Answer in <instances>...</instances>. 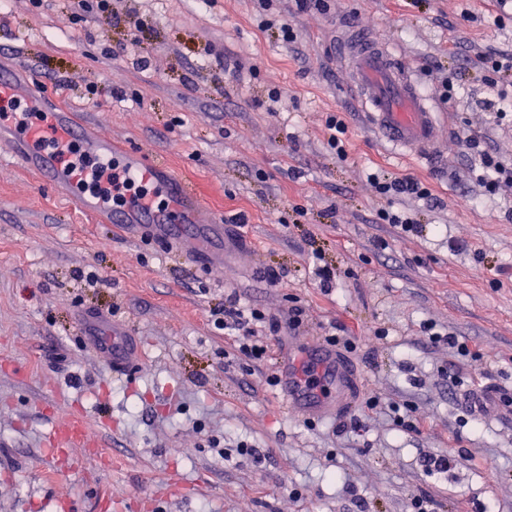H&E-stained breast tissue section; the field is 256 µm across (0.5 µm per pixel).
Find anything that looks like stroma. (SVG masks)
I'll return each mask as SVG.
<instances>
[{
    "mask_svg": "<svg viewBox=\"0 0 512 512\" xmlns=\"http://www.w3.org/2000/svg\"><path fill=\"white\" fill-rule=\"evenodd\" d=\"M349 21L380 35L443 113L427 158L391 155L369 130L331 57ZM491 53L512 54V8L498 0L304 12L295 0L264 12L258 0H111L84 22L71 0L0 11V63L16 82L35 77L122 147L162 155L224 220V258L209 263L191 239L95 223L0 165V512H100L105 488L112 512H413L421 497L432 512H512V406L499 403L512 398V189L484 197L463 145L479 138L512 164V111L498 101L512 86L479 64ZM275 86L287 95L274 105ZM330 115L346 127L342 158ZM373 173L421 181L432 198L381 196ZM384 209L412 210L418 232L383 223ZM270 269L282 275L273 287L261 280ZM235 293L267 317L269 356L255 369L217 327ZM333 323L356 348L342 354L349 407L327 419L288 403L282 380ZM431 324L472 355L433 341ZM115 331L136 377L114 376L100 354ZM371 396L380 409H367ZM408 405L421 432L393 413ZM74 418L112 469L80 448L73 467L49 456ZM429 456L448 457L447 471H427Z\"/></svg>",
    "mask_w": 512,
    "mask_h": 512,
    "instance_id": "obj_1",
    "label": "stroma"
}]
</instances>
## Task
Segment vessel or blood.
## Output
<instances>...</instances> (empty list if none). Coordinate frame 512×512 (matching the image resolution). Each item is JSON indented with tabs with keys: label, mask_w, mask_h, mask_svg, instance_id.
Instances as JSON below:
<instances>
[{
	"label": "vessel or blood",
	"mask_w": 512,
	"mask_h": 512,
	"mask_svg": "<svg viewBox=\"0 0 512 512\" xmlns=\"http://www.w3.org/2000/svg\"><path fill=\"white\" fill-rule=\"evenodd\" d=\"M335 56L338 63L346 65L354 96L378 136L403 153L420 158L430 154L438 113L383 40L347 25L336 42ZM20 95L37 110L38 119L32 122L15 112L1 113L0 144L7 146L10 160L22 164L41 182L62 190L96 222L141 227L154 239L172 243L183 238L188 224L200 223V216L190 212L191 204L198 199L195 188L174 174L164 173L159 158L137 150H116L111 137L99 125L80 120L64 109L43 111L44 99L36 87L22 91L9 76L0 77V101ZM78 154L99 162L115 161L119 171L147 185L148 197L130 195L123 205L106 206L87 189L85 174L74 168V157ZM316 362L315 384L292 382L288 397L319 405L328 414H339L350 393L348 366L326 350L317 351ZM112 369L125 376L136 372L131 352L118 341L112 344ZM76 445H96L79 422L55 433L51 455L61 457Z\"/></svg>",
	"instance_id": "1"
}]
</instances>
